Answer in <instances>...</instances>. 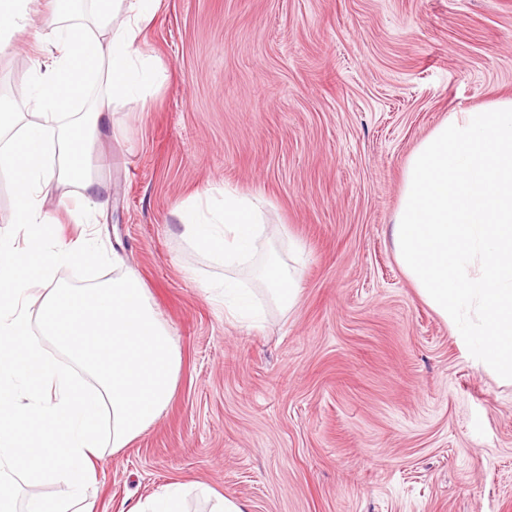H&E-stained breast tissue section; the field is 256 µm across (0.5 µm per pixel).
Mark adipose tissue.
I'll return each mask as SVG.
<instances>
[{
	"label": "adipose tissue",
	"mask_w": 512,
	"mask_h": 512,
	"mask_svg": "<svg viewBox=\"0 0 512 512\" xmlns=\"http://www.w3.org/2000/svg\"><path fill=\"white\" fill-rule=\"evenodd\" d=\"M89 14L42 8L41 0H0V56L17 48L16 36L32 30L34 71L26 111L0 107V169L14 177L15 208L9 218L23 240L0 234V512H95L87 490L102 453L100 426L112 422V448L142 434L171 401L179 356L146 288L133 274L93 288L54 285V268L73 261L96 265L101 254L88 237L46 246L51 222L43 212L59 185L75 184L82 200L77 223H90L97 199L108 195L90 157L112 109L146 101L160 70L136 42L161 0H90ZM94 90L86 112L72 101ZM70 112L68 122L51 116ZM175 216L186 241L225 269L246 264L260 242L279 233L264 204L223 186L207 188L201 202ZM226 321L254 328L262 311L250 289L230 276L210 286ZM66 355H47L44 340ZM81 367L90 382L79 380ZM34 485L66 483L70 495L50 503L36 493L19 498L16 475Z\"/></svg>",
	"instance_id": "obj_1"
}]
</instances>
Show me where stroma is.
Instances as JSON below:
<instances>
[{"instance_id":"obj_1","label":"stroma","mask_w":512,"mask_h":512,"mask_svg":"<svg viewBox=\"0 0 512 512\" xmlns=\"http://www.w3.org/2000/svg\"><path fill=\"white\" fill-rule=\"evenodd\" d=\"M141 40L164 77L113 110L94 241L140 278L180 368L155 423L103 448L96 512L172 483L187 512H208L205 488L248 512H512V383L429 307L390 234L417 145L512 98V0H162ZM29 41L0 57V100L29 94ZM211 185L265 200L280 233L262 257L300 284L284 310L235 270L257 329L208 299L224 269L174 216Z\"/></svg>"}]
</instances>
